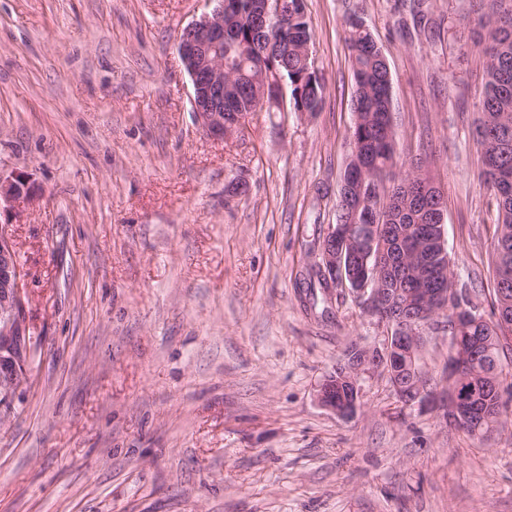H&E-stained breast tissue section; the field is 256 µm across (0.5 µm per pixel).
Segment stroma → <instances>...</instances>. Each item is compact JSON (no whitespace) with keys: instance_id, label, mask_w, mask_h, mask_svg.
I'll return each instance as SVG.
<instances>
[{"instance_id":"stroma-1","label":"stroma","mask_w":512,"mask_h":512,"mask_svg":"<svg viewBox=\"0 0 512 512\" xmlns=\"http://www.w3.org/2000/svg\"><path fill=\"white\" fill-rule=\"evenodd\" d=\"M319 111L196 124L176 52L211 0H0V213L40 349L0 418V512H512V421L486 436L404 407L386 377L336 416L317 391L387 330L352 294L310 289L350 154L346 15L392 82V180L444 194L457 284L490 313L495 201L476 139L483 58L468 0H304ZM438 382L450 338L423 327ZM33 200V189L24 177L16 175L9 179L0 176V212L2 204L15 215L22 213Z\"/></svg>"}]
</instances>
